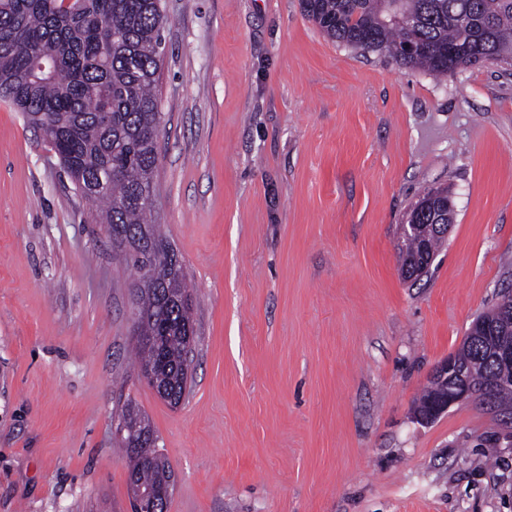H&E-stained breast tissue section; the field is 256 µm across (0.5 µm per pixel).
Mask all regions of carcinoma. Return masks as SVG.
Here are the masks:
<instances>
[{
	"label": "carcinoma",
	"instance_id": "cac0c4a2",
	"mask_svg": "<svg viewBox=\"0 0 512 512\" xmlns=\"http://www.w3.org/2000/svg\"><path fill=\"white\" fill-rule=\"evenodd\" d=\"M300 7L329 39L364 52L384 50L400 66L435 76L512 62V0H300ZM163 26L161 0H0V100L43 134L76 180L112 171L105 186L83 197L100 206L96 218L125 232L154 223L147 199L158 162ZM410 38L416 49L406 53ZM451 215L450 209L440 218L431 206L414 214L418 227L399 248L404 280L430 274L433 255L423 261L421 244L442 243L434 224ZM123 258L145 288L147 274L158 268L153 291H137L136 362L141 370L152 367L167 398L179 403L193 328L183 261L175 250L166 263L147 251H126ZM455 357L475 378L505 380L498 401L512 406V372L494 361L485 337H465ZM115 433L128 478L144 491L160 486L168 460L131 398L117 414Z\"/></svg>",
	"mask_w": 512,
	"mask_h": 512
}]
</instances>
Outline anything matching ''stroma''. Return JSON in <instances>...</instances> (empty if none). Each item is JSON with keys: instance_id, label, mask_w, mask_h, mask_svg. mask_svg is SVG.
Returning <instances> with one entry per match:
<instances>
[{"instance_id": "35a3bbf8", "label": "stroma", "mask_w": 512, "mask_h": 512, "mask_svg": "<svg viewBox=\"0 0 512 512\" xmlns=\"http://www.w3.org/2000/svg\"><path fill=\"white\" fill-rule=\"evenodd\" d=\"M153 214L192 287L191 379L133 363L135 276L58 156L0 101V512H131L126 398L167 512H512V432L413 420L512 291V66L437 79L331 41L299 0H162ZM447 188L417 283L401 224ZM116 418L113 419L117 422L118 445L128 460V483L133 478L143 491L156 489L170 469L165 454L157 448V436L148 419L131 397L126 399ZM143 421L147 428L145 436L140 425ZM145 445L149 450L143 449ZM149 451L154 455L155 463L147 460L145 455H149Z\"/></svg>"}]
</instances>
